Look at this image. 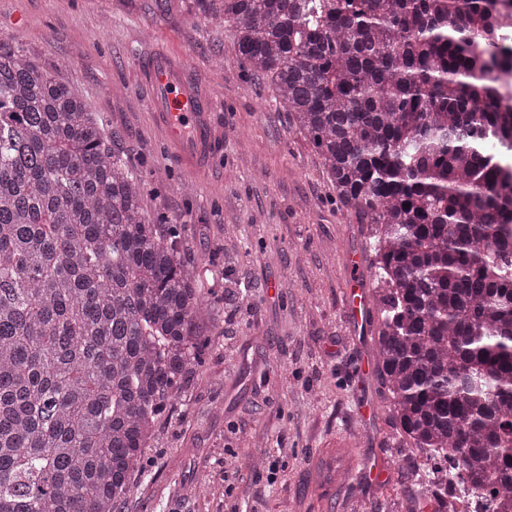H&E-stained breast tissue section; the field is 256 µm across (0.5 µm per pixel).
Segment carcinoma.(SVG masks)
<instances>
[{
    "instance_id": "cac0c4a2",
    "label": "carcinoma",
    "mask_w": 512,
    "mask_h": 512,
    "mask_svg": "<svg viewBox=\"0 0 512 512\" xmlns=\"http://www.w3.org/2000/svg\"><path fill=\"white\" fill-rule=\"evenodd\" d=\"M512 0H224L235 51L373 227L411 447L512 504ZM72 86L0 38V512H112L206 347L178 224ZM409 207H404V204Z\"/></svg>"
}]
</instances>
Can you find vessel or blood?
<instances>
[{
  "mask_svg": "<svg viewBox=\"0 0 512 512\" xmlns=\"http://www.w3.org/2000/svg\"><path fill=\"white\" fill-rule=\"evenodd\" d=\"M138 69L154 89L151 106L165 139L192 171L203 170L213 157L220 133L214 129L201 88L173 58L160 51L141 56ZM348 312L358 328L368 326L371 304L366 288L352 283L346 294Z\"/></svg>",
  "mask_w": 512,
  "mask_h": 512,
  "instance_id": "b4317fda",
  "label": "vessel or blood"
}]
</instances>
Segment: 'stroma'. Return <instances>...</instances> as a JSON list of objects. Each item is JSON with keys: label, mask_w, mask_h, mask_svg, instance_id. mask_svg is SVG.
<instances>
[{"label": "stroma", "mask_w": 512, "mask_h": 512, "mask_svg": "<svg viewBox=\"0 0 512 512\" xmlns=\"http://www.w3.org/2000/svg\"><path fill=\"white\" fill-rule=\"evenodd\" d=\"M220 6L0 0V37L83 95L143 182L148 216L183 224L186 269L207 300L209 343L118 512H224L229 483L245 512H412L431 496L425 456L396 440L377 369L358 372L354 355H374L377 331L359 333L346 310L350 277L373 285L371 227L337 201L309 138L246 68ZM156 46L182 56L223 132L203 175L189 177L154 122L136 61ZM185 180L188 196L176 189ZM277 446L288 463L273 482ZM330 449L344 467L327 486L312 461ZM378 455L381 483L349 479Z\"/></svg>", "instance_id": "1"}]
</instances>
